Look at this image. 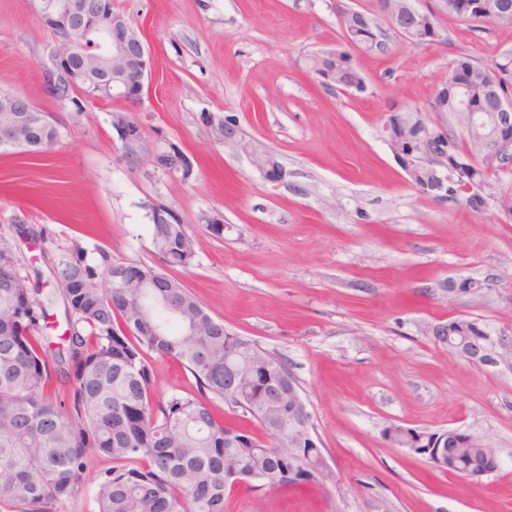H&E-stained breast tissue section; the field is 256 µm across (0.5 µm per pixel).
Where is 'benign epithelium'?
<instances>
[{"label": "benign epithelium", "instance_id": "benign-epithelium-1", "mask_svg": "<svg viewBox=\"0 0 512 512\" xmlns=\"http://www.w3.org/2000/svg\"><path fill=\"white\" fill-rule=\"evenodd\" d=\"M44 25L51 31L67 34L79 31L84 35H97L100 40L90 46L82 45L67 54H61L57 47L50 50V66L47 69L49 87L57 88L58 80L68 87L80 91L85 97L99 99L107 93L114 97L136 102L142 98L145 81L152 75L153 58L149 46L141 33L124 16L105 13L100 6L92 9L83 4H67L55 11H41ZM494 129L485 141V150L492 160L504 155H512V97L504 95L498 98V107L492 115ZM205 121L216 140L232 149L241 147L239 125L228 120L224 127L217 124L216 113L205 114ZM112 127L118 139L133 149L142 146L143 133L132 124L125 115L113 117ZM395 159L403 171L414 176L421 165L428 167L432 180L425 183L423 191L429 194L448 195V169L452 164L448 160V131L433 130L419 139L410 140L405 136L390 134L386 137ZM252 166L268 182L277 183L284 179L281 171L267 164L259 152L249 153ZM486 290L482 281L464 277L453 279L442 288L450 295H476ZM487 336L483 345H468L464 337L470 334L465 326L460 337H448V347L455 355L473 364L486 367H503L512 371V351L505 352L502 334L492 329H481ZM295 396L291 411L288 413L294 427L302 434L309 433V419L305 400L299 388L290 387ZM458 430L448 429L437 433L431 444H422L426 448H435V459L441 460L440 449L454 438Z\"/></svg>", "mask_w": 512, "mask_h": 512}]
</instances>
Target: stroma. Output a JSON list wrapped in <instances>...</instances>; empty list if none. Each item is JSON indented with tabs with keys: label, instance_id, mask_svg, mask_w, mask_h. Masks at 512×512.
<instances>
[{
	"label": "stroma",
	"instance_id": "35a3bbf8",
	"mask_svg": "<svg viewBox=\"0 0 512 512\" xmlns=\"http://www.w3.org/2000/svg\"><path fill=\"white\" fill-rule=\"evenodd\" d=\"M142 27L154 62L140 101L74 104L46 87L53 36L37 0H0V89L60 123L42 161L0 154V234L43 228L20 244L21 274L57 285L62 254L105 249L113 260L156 262L152 211L166 205L194 241L173 270L226 329L285 357L313 434L336 481L287 492L238 487L226 512H512V372L477 366L435 342L432 325L477 318L512 343V214L497 188L487 204L438 200L409 182L381 136L393 109L423 106L459 54L487 63L512 48V28L443 20L442 37L394 35L380 56L349 48L337 14L376 12V0H113ZM349 50L368 89L321 85L305 60ZM141 123L144 150L176 143L188 179L132 161L112 115ZM235 116L252 149L287 172L267 182L202 121ZM224 219L223 237L201 215ZM471 277L488 292L446 297ZM155 394L196 391L177 361L154 357ZM490 438L500 468L474 483L432 471L425 457L386 442L389 425Z\"/></svg>",
	"mask_w": 512,
	"mask_h": 512
}]
</instances>
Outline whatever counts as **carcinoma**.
<instances>
[{"label":"carcinoma","instance_id":"obj_1","mask_svg":"<svg viewBox=\"0 0 512 512\" xmlns=\"http://www.w3.org/2000/svg\"><path fill=\"white\" fill-rule=\"evenodd\" d=\"M466 0H441L430 13L424 32L396 23L391 29L415 44L441 37L438 19L492 22L498 11L511 10L512 0H484L482 11L463 8ZM339 25L347 42L361 51L383 55L376 18L348 9ZM316 75L330 74L331 84L352 92L366 91L365 79L350 54L339 49L306 58ZM450 66L463 84L472 86L471 103L491 124L496 93L512 92L498 74H512V49L500 51L489 64L459 55ZM447 92L431 98L423 109H407L406 136L434 129L422 112L446 109ZM31 138L16 151L32 157L49 155L59 140L58 126L47 113L30 105L23 113ZM474 137L458 132L448 149L461 164L448 172L454 196L481 209L485 202L470 187L496 178L500 196L512 187L507 162L487 164L475 156ZM187 158L176 145L150 165L176 170ZM169 224L153 225V244L162 264L185 268L194 258V241L177 216L166 209ZM44 236L32 224L12 225L0 235V507L8 512H67L86 486L91 460L112 459V468L96 475L91 512H224L234 484L268 487H324L334 475L318 468L322 448L313 440L288 436V422L277 410L288 408V381L295 380L287 361L257 343L224 328L176 278L153 266H138L144 288L126 287V264L104 250L94 260L79 249L65 254L57 266L62 285L63 316L68 335L52 348L44 335L48 307L55 294L44 293L40 280L20 273L16 242ZM180 362L194 377L198 395L174 394L154 401L156 373L152 355ZM233 374L229 394L224 379ZM70 386L67 404H58L54 386ZM222 399L234 412L249 417L260 432L231 425L211 406ZM408 433L394 441L397 434ZM383 439L412 442L419 430L387 427ZM443 472L482 473L489 468L484 447L462 433L448 448Z\"/></svg>","mask_w":512,"mask_h":512}]
</instances>
